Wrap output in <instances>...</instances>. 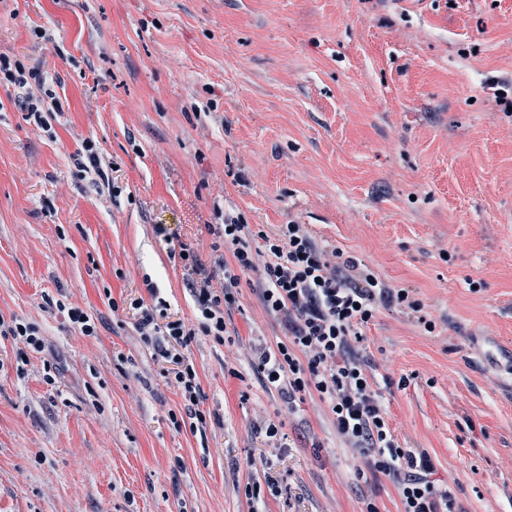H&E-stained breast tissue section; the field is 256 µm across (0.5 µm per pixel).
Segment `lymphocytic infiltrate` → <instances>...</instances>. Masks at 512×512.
<instances>
[{
  "instance_id": "1",
  "label": "lymphocytic infiltrate",
  "mask_w": 512,
  "mask_h": 512,
  "mask_svg": "<svg viewBox=\"0 0 512 512\" xmlns=\"http://www.w3.org/2000/svg\"><path fill=\"white\" fill-rule=\"evenodd\" d=\"M0 75L23 89L20 108L39 115L41 101L32 87H45L37 68L0 63ZM210 231L224 246L211 272L197 257L184 253L194 279L193 296L200 313L198 327L182 320L159 323L149 308H141L136 323L145 343L174 365V379L185 400L197 403L199 386L193 366L181 353L196 334L223 339L224 310L236 301L243 283H250L265 313L282 331L275 347L253 350V367L267 389L288 401L303 395L324 403L337 435L356 449L361 470L383 474L398 484L401 512H453L448 487L432 477L427 452L401 446L391 431L382 393L374 389L366 360L355 350L363 329L382 306L419 310L418 300L404 288L382 282L358 259L319 244L308 225H278L272 233L255 230L241 216L225 213Z\"/></svg>"
}]
</instances>
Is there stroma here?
I'll use <instances>...</instances> for the list:
<instances>
[{"instance_id":"obj_1","label":"stroma","mask_w":512,"mask_h":512,"mask_svg":"<svg viewBox=\"0 0 512 512\" xmlns=\"http://www.w3.org/2000/svg\"><path fill=\"white\" fill-rule=\"evenodd\" d=\"M0 55L62 106L0 84V316L45 342L0 335V512H400L251 369L282 336L251 288L182 350L196 410L139 336L141 304L197 326L181 248L212 268L227 210L412 291L359 345L389 425L456 512H512V0H0ZM0 335L12 336L14 340L19 339L36 352L43 351L45 347L40 328L35 324L25 323L16 317L7 321L0 316Z\"/></svg>"}]
</instances>
